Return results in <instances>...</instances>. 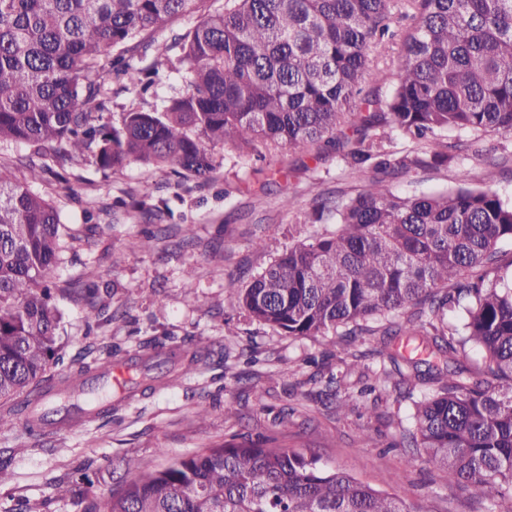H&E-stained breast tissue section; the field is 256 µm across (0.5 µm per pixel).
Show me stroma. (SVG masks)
Returning a JSON list of instances; mask_svg holds the SVG:
<instances>
[{"mask_svg": "<svg viewBox=\"0 0 512 512\" xmlns=\"http://www.w3.org/2000/svg\"><path fill=\"white\" fill-rule=\"evenodd\" d=\"M159 76L155 92L141 95L121 91L108 75L103 121L132 105L151 108L170 93L174 71L163 64ZM479 147V157L412 170L388 185L399 195H422L463 181L488 184L512 203V135H486ZM213 155L215 170L204 185L177 178L166 166L102 170L85 159L32 183L67 227L62 260L49 275L67 355L90 345L132 352L140 339L172 337L189 352L201 343L223 345L225 358L175 383L112 394L111 416L65 425L45 439L17 421L1 425L0 461L10 479L0 486V504L20 512H76L58 485L85 461H93L97 476L83 493L102 502L125 476L122 459L156 468L239 434L314 455L377 490L405 489L417 512H485L473 487L449 482L425 449L404 446L411 400L372 389L364 375L391 353L427 358L421 337L360 336L348 343L339 335L286 336L225 304L228 288L247 287L251 275L299 241L298 220L317 195L353 198L371 168H351L329 146L298 153L258 142L245 151L217 147ZM146 194L170 208L161 224L139 221L134 204ZM288 197L290 210L282 206ZM188 224L190 246L182 243ZM135 237L147 238L145 249H129ZM89 284L109 292L107 309L91 322L81 293ZM333 374L353 410L338 411L323 393V379Z\"/></svg>", "mask_w": 512, "mask_h": 512, "instance_id": "1", "label": "stroma"}]
</instances>
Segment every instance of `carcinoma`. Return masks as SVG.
Listing matches in <instances>:
<instances>
[{
    "instance_id": "1",
    "label": "carcinoma",
    "mask_w": 512,
    "mask_h": 512,
    "mask_svg": "<svg viewBox=\"0 0 512 512\" xmlns=\"http://www.w3.org/2000/svg\"><path fill=\"white\" fill-rule=\"evenodd\" d=\"M0 0V141L28 145L19 159L29 178L90 157L103 169L133 162L168 166L180 178L211 179L208 146L248 148L260 140L303 150L323 141L375 176L349 200L315 199L313 212L336 215V229L307 235L284 250L231 306L288 336H328L344 329L355 340L373 335L368 320L385 322L384 336L428 337L445 368L372 371L384 390L433 379L439 391L416 403L403 440L423 448L497 509L512 512V259L498 245L512 241V203L489 187L464 184L434 194L400 196L385 178L442 165L470 145L428 136L448 129L474 135L512 134V0ZM413 10L403 36L397 83L384 99L357 105L377 81L372 47L395 40L394 11ZM201 13L171 42L147 45L156 59L177 50L175 72L186 86L151 109L133 107L112 123L104 66L118 51L126 84L148 90L155 66L125 56L142 32L163 31L180 16ZM357 113L356 138H334ZM424 145L391 157L388 131ZM65 225L58 210L0 167V422L28 418L29 407L55 390L46 376L61 364L62 316L47 275L59 260ZM88 317L107 304L99 289H83ZM460 317L448 321V312ZM180 344L148 338L130 360L140 381L170 372ZM480 352L481 365L463 375L457 356ZM222 348H195L190 370L219 363ZM104 361L89 350L72 359L61 383L88 396L104 384ZM71 413L66 402L44 411L31 432ZM129 478L103 508L82 512H414L406 492H385L317 459L243 437L204 447L171 464L145 470L123 460ZM90 465L76 470L68 491L93 484Z\"/></svg>"
}]
</instances>
